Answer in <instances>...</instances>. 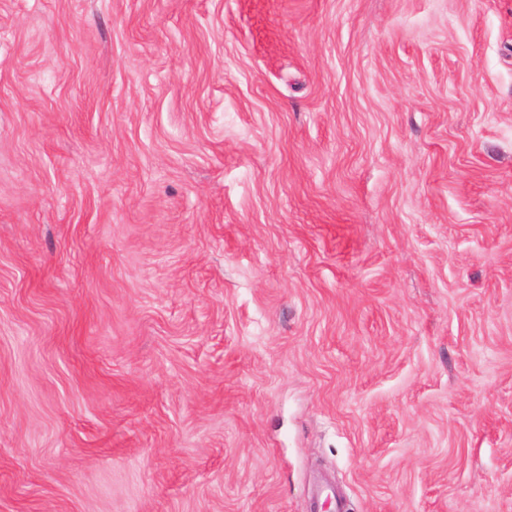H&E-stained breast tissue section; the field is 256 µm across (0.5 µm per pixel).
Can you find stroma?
I'll return each instance as SVG.
<instances>
[{
    "mask_svg": "<svg viewBox=\"0 0 512 512\" xmlns=\"http://www.w3.org/2000/svg\"><path fill=\"white\" fill-rule=\"evenodd\" d=\"M512 512V0H0V512Z\"/></svg>",
    "mask_w": 512,
    "mask_h": 512,
    "instance_id": "obj_1",
    "label": "stroma"
}]
</instances>
